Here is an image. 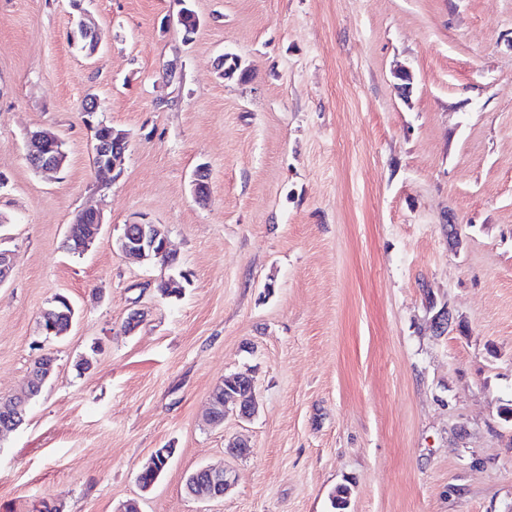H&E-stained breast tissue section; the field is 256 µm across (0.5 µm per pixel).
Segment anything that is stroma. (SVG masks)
I'll list each match as a JSON object with an SVG mask.
<instances>
[{"instance_id": "stroma-1", "label": "stroma", "mask_w": 512, "mask_h": 512, "mask_svg": "<svg viewBox=\"0 0 512 512\" xmlns=\"http://www.w3.org/2000/svg\"><path fill=\"white\" fill-rule=\"evenodd\" d=\"M190 4L187 42L180 0H0V247L17 254L0 396L53 359L0 435V512H334L341 485L347 512H512V0ZM81 19L102 35L91 56ZM225 53L248 81L218 74ZM89 96L127 136L113 182L91 164ZM39 129L64 142L60 172L26 160ZM88 207L103 224L79 256L66 235ZM141 215L173 263L116 249ZM170 278L179 296L159 292ZM59 294L76 318L43 336ZM237 372L256 416L210 425ZM158 448L174 455L141 491ZM203 466L225 468L223 499L186 495Z\"/></svg>"}]
</instances>
